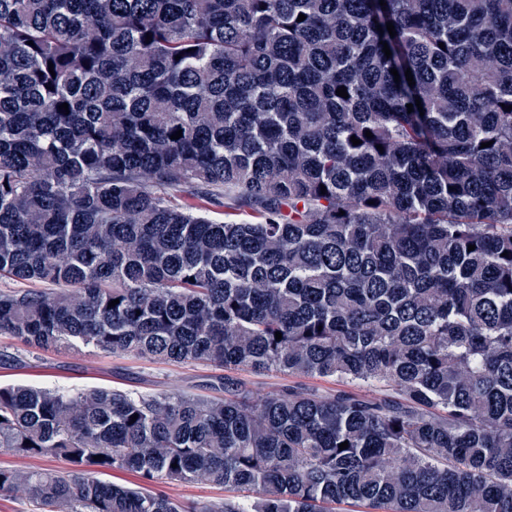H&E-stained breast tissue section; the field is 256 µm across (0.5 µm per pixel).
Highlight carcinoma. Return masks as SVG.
<instances>
[{"instance_id": "cac0c4a2", "label": "carcinoma", "mask_w": 512, "mask_h": 512, "mask_svg": "<svg viewBox=\"0 0 512 512\" xmlns=\"http://www.w3.org/2000/svg\"><path fill=\"white\" fill-rule=\"evenodd\" d=\"M504 104L512 0H0V335L224 368L211 396L0 385V449L68 463L0 495L512 512ZM195 480L224 497L149 489ZM239 376L262 395L276 393L288 386L313 388L321 391H331L346 387V384L326 378L288 376L278 372L253 373L250 371H240Z\"/></svg>"}]
</instances>
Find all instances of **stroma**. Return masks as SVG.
Segmentation results:
<instances>
[{"instance_id": "1", "label": "stroma", "mask_w": 512, "mask_h": 512, "mask_svg": "<svg viewBox=\"0 0 512 512\" xmlns=\"http://www.w3.org/2000/svg\"><path fill=\"white\" fill-rule=\"evenodd\" d=\"M18 355V361L0 366V385H32L60 390L94 388L131 392L164 391L209 395L215 382L214 368L203 365L172 364L135 356L115 357L87 349L34 350L18 341L0 336V351ZM258 393L266 395L289 386L322 391L338 389V382L319 377L288 376L278 372H242Z\"/></svg>"}]
</instances>
